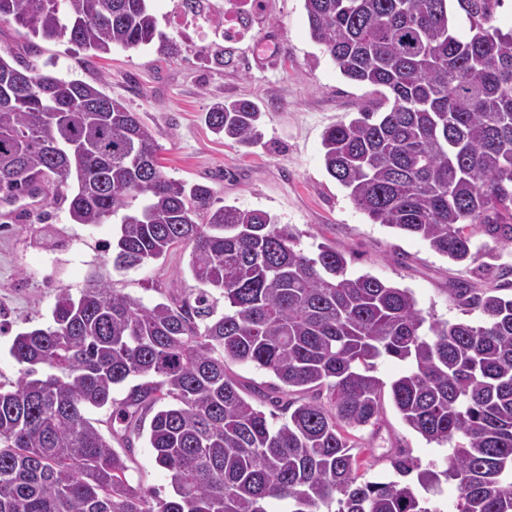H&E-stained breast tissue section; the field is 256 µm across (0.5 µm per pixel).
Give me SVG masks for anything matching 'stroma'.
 <instances>
[{"instance_id":"1","label":"stroma","mask_w":512,"mask_h":512,"mask_svg":"<svg viewBox=\"0 0 512 512\" xmlns=\"http://www.w3.org/2000/svg\"><path fill=\"white\" fill-rule=\"evenodd\" d=\"M247 38L225 43L215 64L205 41H183L169 18L170 0H152L159 28L180 41L181 51L163 56L155 48L113 47L94 55L60 39L46 42L0 22V56L30 63L64 79L103 84L153 130L168 176L203 183L216 205L262 210L290 225L305 252L328 243L346 254L349 270L409 289L427 319L479 321L464 314L449 290L459 280L479 288L512 285V244L496 249L490 265L462 266L430 249L421 238L372 223L355 208L347 190L324 166L327 127L356 118L374 98L371 86L344 78L310 36L304 0H261ZM249 99L264 113L258 143L244 146L211 132L204 120L218 102ZM119 224H77L62 200L30 208L0 205V381L16 380L20 366L10 354L14 337L48 324L60 291L92 284L160 301V289L197 293L189 269L190 249L173 246L165 256L130 270L116 269L112 242ZM367 479L392 476L390 456L406 449L421 469H445L448 448L427 442L384 400L376 423L354 428ZM133 482L162 495L171 477L154 462L147 440L134 442Z\"/></svg>"}]
</instances>
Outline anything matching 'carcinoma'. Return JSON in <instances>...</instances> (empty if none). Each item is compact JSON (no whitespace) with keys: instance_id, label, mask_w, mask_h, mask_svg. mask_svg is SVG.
Instances as JSON below:
<instances>
[{"instance_id":"cac0c4a2","label":"carcinoma","mask_w":512,"mask_h":512,"mask_svg":"<svg viewBox=\"0 0 512 512\" xmlns=\"http://www.w3.org/2000/svg\"><path fill=\"white\" fill-rule=\"evenodd\" d=\"M150 0H0L42 40L107 54L157 44ZM501 0H304L311 38L347 79L386 90L322 139L327 173L375 224L473 263L467 227L512 243V31L493 25ZM470 38L454 34L458 15ZM247 99L206 114L216 134L261 137ZM152 130L122 101L0 56V193L46 191L72 179L69 215L102 224L120 210L113 264L136 268L178 244L203 288L141 300L103 286L61 291L52 322L18 333L21 365L0 384V512H438L401 482L419 464L390 458L398 479L367 480L351 428L377 420L376 361L403 365L389 387L403 422L450 445L455 512H512V295L465 284L452 300L468 321L426 323L416 300L368 273H348L336 248L309 255L267 212L214 207L211 188L167 176ZM224 313L217 315L219 302ZM272 374L271 425L228 372ZM121 402L114 388L134 378ZM104 409L106 419L88 412ZM106 426L103 434L98 425ZM148 432L173 494L130 483L131 446Z\"/></svg>"}]
</instances>
